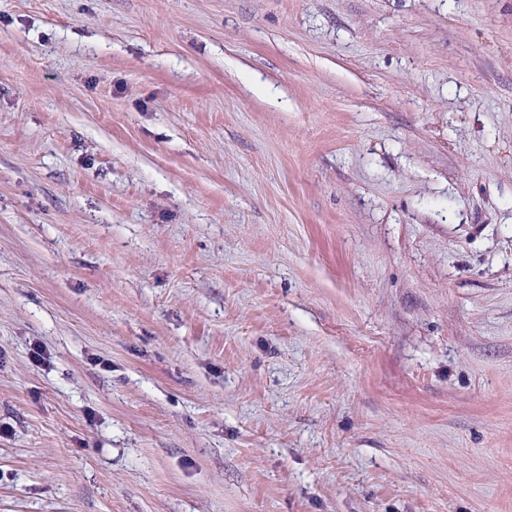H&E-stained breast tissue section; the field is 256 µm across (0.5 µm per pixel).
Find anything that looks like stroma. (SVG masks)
Instances as JSON below:
<instances>
[{
  "mask_svg": "<svg viewBox=\"0 0 512 512\" xmlns=\"http://www.w3.org/2000/svg\"><path fill=\"white\" fill-rule=\"evenodd\" d=\"M0 512H512V0H0Z\"/></svg>",
  "mask_w": 512,
  "mask_h": 512,
  "instance_id": "35a3bbf8",
  "label": "stroma"
}]
</instances>
